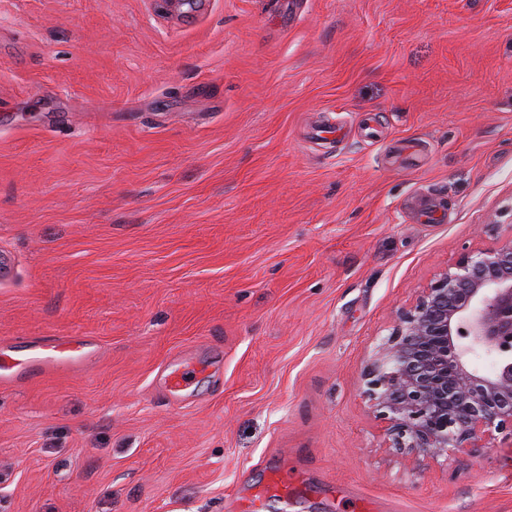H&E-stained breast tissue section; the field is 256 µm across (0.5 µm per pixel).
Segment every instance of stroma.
Wrapping results in <instances>:
<instances>
[{
  "mask_svg": "<svg viewBox=\"0 0 512 512\" xmlns=\"http://www.w3.org/2000/svg\"><path fill=\"white\" fill-rule=\"evenodd\" d=\"M510 239L512 0H0V354L93 352L0 389V512H225L270 459L266 512H512L511 447H386L361 381ZM194 373L195 369L189 362H181L175 367L168 368V373L164 376V387L172 400H184V391Z\"/></svg>",
  "mask_w": 512,
  "mask_h": 512,
  "instance_id": "obj_1",
  "label": "stroma"
}]
</instances>
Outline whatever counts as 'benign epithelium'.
<instances>
[{
	"instance_id": "1",
	"label": "benign epithelium",
	"mask_w": 512,
	"mask_h": 512,
	"mask_svg": "<svg viewBox=\"0 0 512 512\" xmlns=\"http://www.w3.org/2000/svg\"><path fill=\"white\" fill-rule=\"evenodd\" d=\"M362 380L390 448L437 461L512 447V239L435 277L399 312Z\"/></svg>"
}]
</instances>
